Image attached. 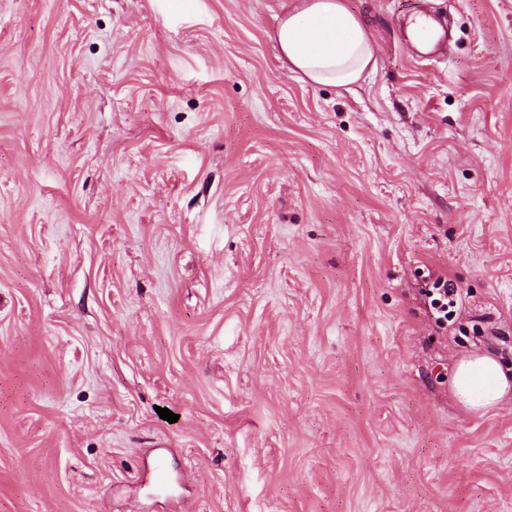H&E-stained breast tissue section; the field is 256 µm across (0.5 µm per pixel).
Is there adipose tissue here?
Instances as JSON below:
<instances>
[{"label": "adipose tissue", "instance_id": "ef3b65f1", "mask_svg": "<svg viewBox=\"0 0 512 512\" xmlns=\"http://www.w3.org/2000/svg\"><path fill=\"white\" fill-rule=\"evenodd\" d=\"M276 40L283 64L315 84L347 89L376 68L372 37L344 0H298L282 15ZM451 390L465 408L480 412L512 390V376L494 357L476 355L459 362Z\"/></svg>", "mask_w": 512, "mask_h": 512}]
</instances>
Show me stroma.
Returning <instances> with one entry per match:
<instances>
[{"instance_id":"1","label":"stroma","mask_w":512,"mask_h":512,"mask_svg":"<svg viewBox=\"0 0 512 512\" xmlns=\"http://www.w3.org/2000/svg\"><path fill=\"white\" fill-rule=\"evenodd\" d=\"M291 5L0 0V512H512V0L351 91ZM510 388V376L490 355L463 359L457 365L451 381V390L456 400L474 412L494 407Z\"/></svg>"}]
</instances>
